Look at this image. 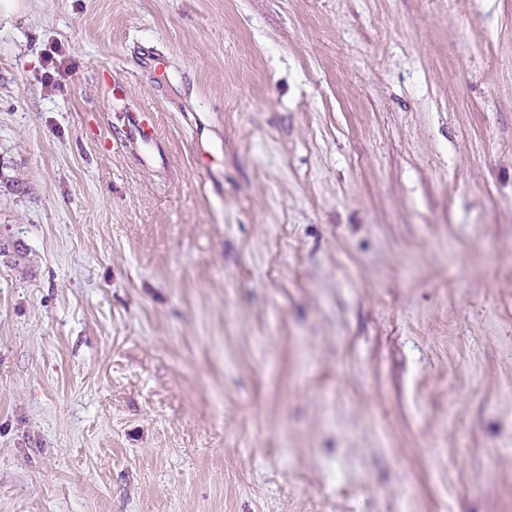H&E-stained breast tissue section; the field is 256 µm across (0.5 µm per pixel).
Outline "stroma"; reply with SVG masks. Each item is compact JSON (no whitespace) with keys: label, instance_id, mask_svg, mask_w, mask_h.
<instances>
[{"label":"stroma","instance_id":"35a3bbf8","mask_svg":"<svg viewBox=\"0 0 512 512\" xmlns=\"http://www.w3.org/2000/svg\"><path fill=\"white\" fill-rule=\"evenodd\" d=\"M17 2L0 512H512V0Z\"/></svg>","mask_w":512,"mask_h":512}]
</instances>
